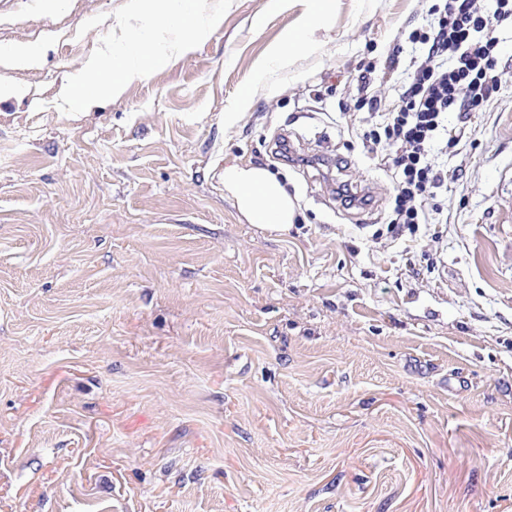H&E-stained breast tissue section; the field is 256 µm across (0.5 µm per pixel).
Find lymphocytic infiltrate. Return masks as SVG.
Instances as JSON below:
<instances>
[{"instance_id":"f902f5d3","label":"lymphocytic infiltrate","mask_w":512,"mask_h":512,"mask_svg":"<svg viewBox=\"0 0 512 512\" xmlns=\"http://www.w3.org/2000/svg\"><path fill=\"white\" fill-rule=\"evenodd\" d=\"M408 39L409 74L396 106L382 108L369 96L368 78L357 86L377 112L363 142L382 152L396 179L387 222L395 237L430 224L428 202L448 182L435 157L466 133L449 125V114L481 111L498 89L499 58L512 40V0H435Z\"/></svg>"}]
</instances>
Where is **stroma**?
<instances>
[{
  "mask_svg": "<svg viewBox=\"0 0 512 512\" xmlns=\"http://www.w3.org/2000/svg\"><path fill=\"white\" fill-rule=\"evenodd\" d=\"M127 2L0 0V55L40 58L0 68V512H512V46L447 223L396 239L357 79L398 103L432 0H336L261 82L303 0H205L191 53L76 110ZM227 162L284 184L287 232L241 221Z\"/></svg>",
  "mask_w": 512,
  "mask_h": 512,
  "instance_id": "35a3bbf8",
  "label": "stroma"
}]
</instances>
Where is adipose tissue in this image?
Instances as JSON below:
<instances>
[{"label":"adipose tissue","mask_w":512,"mask_h":512,"mask_svg":"<svg viewBox=\"0 0 512 512\" xmlns=\"http://www.w3.org/2000/svg\"><path fill=\"white\" fill-rule=\"evenodd\" d=\"M172 2L130 0L127 20L132 23L140 16H153L158 36L174 37L177 48L185 53L195 42L206 37L210 23L204 18L203 0H183L182 8L177 12L173 11ZM335 8L336 0H306V8L293 27L271 49L263 63L264 69H272L308 52L312 35L327 25ZM165 61L156 38L138 40L132 53H113L110 73H103L97 64H89L83 83L90 86L92 92L80 95L75 103L87 108L107 95H120L127 84L147 78ZM222 182L245 223L264 230H284L295 223L297 209L293 199L281 181L267 169L252 164L229 163L224 167Z\"/></svg>","instance_id":"obj_1"}]
</instances>
